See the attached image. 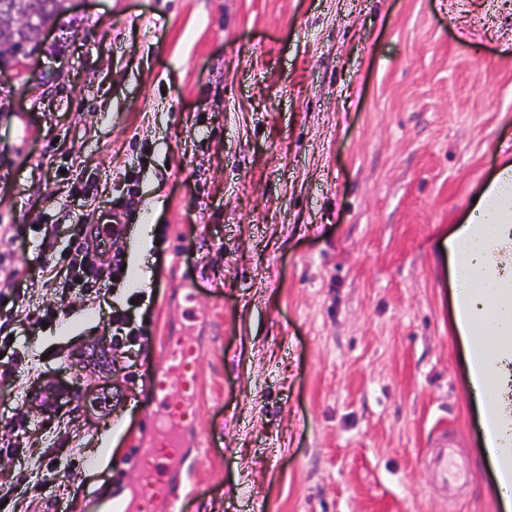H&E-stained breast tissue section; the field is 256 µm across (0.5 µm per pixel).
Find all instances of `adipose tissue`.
Instances as JSON below:
<instances>
[{
	"label": "adipose tissue",
	"instance_id": "1",
	"mask_svg": "<svg viewBox=\"0 0 512 512\" xmlns=\"http://www.w3.org/2000/svg\"><path fill=\"white\" fill-rule=\"evenodd\" d=\"M446 245L485 454L501 471L512 466V160L481 190Z\"/></svg>",
	"mask_w": 512,
	"mask_h": 512
}]
</instances>
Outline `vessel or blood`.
I'll return each mask as SVG.
<instances>
[{
  "instance_id": "1",
  "label": "vessel or blood",
  "mask_w": 512,
  "mask_h": 512,
  "mask_svg": "<svg viewBox=\"0 0 512 512\" xmlns=\"http://www.w3.org/2000/svg\"><path fill=\"white\" fill-rule=\"evenodd\" d=\"M159 348L163 364L145 381V391L157 408L154 446L136 461L139 485L135 501L113 499L112 512H185L186 497L179 493L173 475L174 463L183 455L185 432L197 399L196 349L182 336L163 340ZM461 445L460 434L451 427L438 428L431 442L433 484L449 500L464 495L472 480L467 461L458 453Z\"/></svg>"
}]
</instances>
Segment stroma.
<instances>
[{"instance_id":"1","label":"stroma","mask_w":512,"mask_h":512,"mask_svg":"<svg viewBox=\"0 0 512 512\" xmlns=\"http://www.w3.org/2000/svg\"><path fill=\"white\" fill-rule=\"evenodd\" d=\"M508 152L512 0H71L37 61L0 73V255L30 314H60L13 324V512H41L32 484L60 512L134 491L143 381L176 330L199 349L189 512H502L441 243ZM118 202L125 236H98ZM46 224L56 249L82 224L84 250L128 257L153 225L146 285L61 296ZM117 309L132 347L112 346ZM440 426L476 473L453 504L425 465ZM49 448L67 473L29 469Z\"/></svg>"}]
</instances>
